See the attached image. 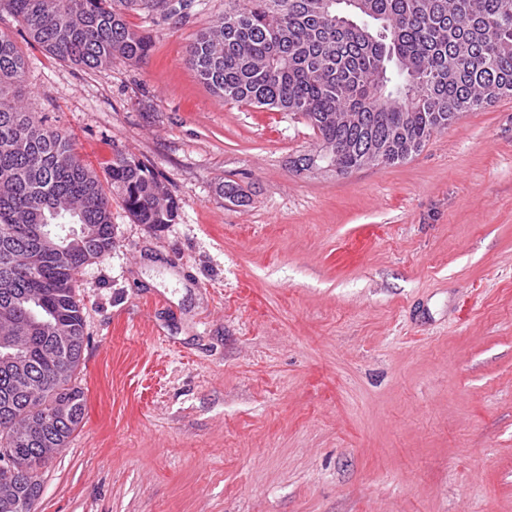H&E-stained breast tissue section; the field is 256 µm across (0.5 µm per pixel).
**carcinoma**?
<instances>
[{"label": "carcinoma", "instance_id": "obj_1", "mask_svg": "<svg viewBox=\"0 0 512 512\" xmlns=\"http://www.w3.org/2000/svg\"><path fill=\"white\" fill-rule=\"evenodd\" d=\"M224 16L191 43L189 61L224 101L303 116L316 137L298 169L345 175L367 152L396 164L465 112L512 97V0H225ZM191 0H0L27 36L63 61L96 69L120 58L143 60L148 37L130 11L185 16ZM26 61L0 34V448L15 465L40 473L81 426L86 396L76 384L85 349L76 293L81 268L115 246L111 202L98 176L80 163L71 139L27 112ZM112 189L135 223L173 224L178 205L164 184L118 154ZM231 203L241 188L220 183ZM90 229L65 256L44 249L41 225ZM42 380L30 397L13 391L15 361ZM66 422L28 432L27 419ZM41 483H20L15 498L36 512Z\"/></svg>", "mask_w": 512, "mask_h": 512}]
</instances>
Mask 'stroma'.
Returning a JSON list of instances; mask_svg holds the SVG:
<instances>
[{
    "instance_id": "obj_1",
    "label": "stroma",
    "mask_w": 512,
    "mask_h": 512,
    "mask_svg": "<svg viewBox=\"0 0 512 512\" xmlns=\"http://www.w3.org/2000/svg\"><path fill=\"white\" fill-rule=\"evenodd\" d=\"M223 13L129 14L147 57L97 69L0 13L28 112L179 205L149 229L112 198L116 246L78 274L86 414L37 512H512V98L403 162L300 171L304 118L188 60Z\"/></svg>"
}]
</instances>
